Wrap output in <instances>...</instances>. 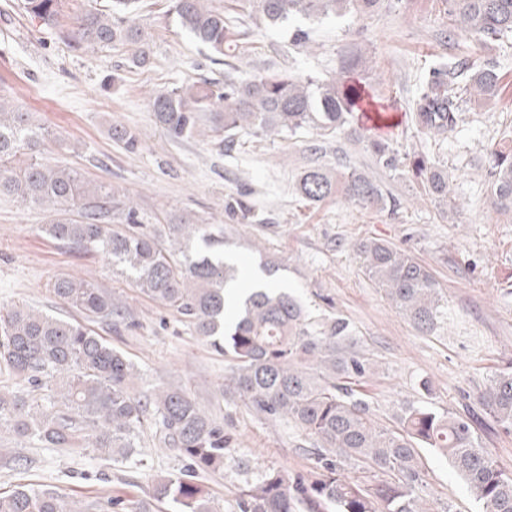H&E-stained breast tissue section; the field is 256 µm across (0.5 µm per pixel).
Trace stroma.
<instances>
[{
	"mask_svg": "<svg viewBox=\"0 0 512 512\" xmlns=\"http://www.w3.org/2000/svg\"><path fill=\"white\" fill-rule=\"evenodd\" d=\"M164 0H143L139 20L153 35L149 67L129 65L127 47L78 54L53 32L32 21L21 0H0V95L32 112L48 127L47 159L86 179L134 197L143 223L165 213L196 224L224 221V196L241 185L254 192L271 224H235L226 230V251L255 267L259 246L270 247L281 269L276 284L295 289L316 318H347L356 347L372 373L365 393L379 426L395 428L402 407L428 405L456 414L479 410L476 400L490 376L512 367V217L494 212L485 183L484 147L502 122L512 119L507 101L465 114L456 134L427 147L452 177L459 213L443 218L439 207L409 183L392 188L397 216L366 211L333 199L312 207L291 192L294 176L311 156V132L256 139L243 134L232 152L218 151L207 134L171 140L156 125L149 96L202 78H223L204 50L167 21ZM446 27L442 0H401L367 22L349 15L314 27L312 49L287 46L266 28L251 38L248 68H292L322 75L335 69L349 48L367 60L353 77L383 107L392 137L412 135L409 103L421 68L448 56L440 39ZM120 122L140 136L136 153L113 145L108 129ZM44 210L0 195V310L25 304L60 317L75 312L50 291L55 276L72 274L112 292L128 320L93 328L135 363V391L173 385L198 396L212 412L230 415L239 454L253 465L288 477L312 476L311 444L290 428L226 405L220 389L228 370L223 354L198 339L176 314L142 297L111 264L50 238ZM374 236L410 251L428 265L448 301V322L434 334L416 332L364 275L350 245ZM138 463L103 460L60 448H22L0 439V490L17 484L51 485L73 499L117 496L126 512L147 499L158 480L184 469L177 453L143 437ZM427 477L420 496L436 512H478L463 482L431 449L421 451Z\"/></svg>",
	"mask_w": 512,
	"mask_h": 512,
	"instance_id": "1",
	"label": "stroma"
}]
</instances>
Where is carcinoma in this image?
I'll return each mask as SVG.
<instances>
[{"mask_svg":"<svg viewBox=\"0 0 512 512\" xmlns=\"http://www.w3.org/2000/svg\"><path fill=\"white\" fill-rule=\"evenodd\" d=\"M141 0H112L108 10H89L72 27L61 23L63 0H24L23 9L77 52L115 44L131 48L128 62L146 67L151 38L137 20ZM391 0H170L177 27L205 49L209 60L227 67L224 80L204 78L150 96L155 123L173 140L194 137L209 124L215 144L228 151L245 132L261 139L311 129L321 143L345 137L362 145L371 165L330 167L312 163L299 171L294 195L308 206L342 198L362 209L400 208L377 171L417 186L441 215L454 213L448 168L423 146L402 145L360 134L350 117L362 101L348 74L360 58L343 52L336 72L320 77L293 70L233 73L243 63L252 32L240 15L252 10L266 27L287 29L288 44L311 42V30L293 21L321 23L354 11L372 18ZM446 37L460 48L496 43L512 46V0H443ZM504 75L492 58L468 54L434 62L419 78L411 102L415 137L443 139L463 114L496 99ZM109 134L119 148L139 149L137 132L121 123ZM48 128L31 113L0 96V195L43 207L46 233L84 253L101 256L148 299L175 311L196 336L224 353L229 375L222 394L259 416L289 426L313 447L314 479L288 476L275 468H254L232 449L224 429L229 416L207 412L198 398L179 387L156 386L133 393L135 365L96 334L88 323L123 321L127 308L111 292L72 275L51 283L52 293L84 320H64L29 306L0 312V434L39 445L91 451L103 460H132L142 434L150 430L165 448L187 460L184 471L160 480L135 512H217L214 500L195 483L200 474L230 467L241 477L234 512H425L418 507L426 483L419 449L444 457L463 481L480 512H512V473L503 471L480 444L472 422L433 408L406 406L399 427L375 424L361 393L371 371L355 349L350 322L335 316L315 320L295 294L257 282L240 287L244 273L224 256L221 224H193L168 213L163 224H144L137 203L112 188L42 156ZM485 182L491 208L512 214V122L501 125L485 146ZM224 216L236 224H263L253 191L224 195ZM364 274L394 309L422 335L448 319V301L432 271L413 254L375 237L350 244ZM478 402L505 432H512V370L491 376ZM363 463L373 484L344 472ZM116 497L69 504L56 489L17 486L0 492V512H112Z\"/></svg>","mask_w":512,"mask_h":512,"instance_id":"carcinoma-1","label":"carcinoma"}]
</instances>
